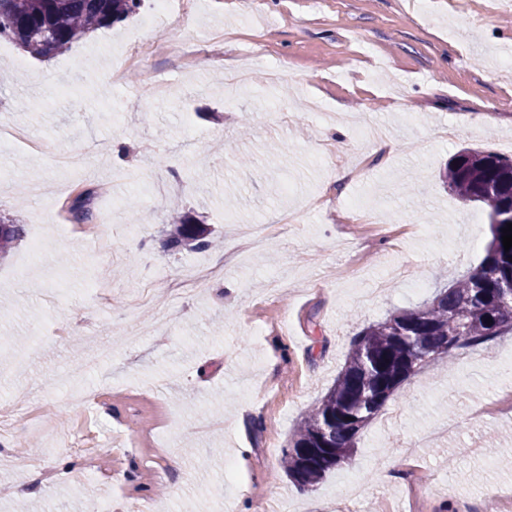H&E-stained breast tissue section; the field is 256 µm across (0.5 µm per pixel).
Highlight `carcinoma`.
Returning a JSON list of instances; mask_svg holds the SVG:
<instances>
[{"label":"carcinoma","instance_id":"cac0c4a2","mask_svg":"<svg viewBox=\"0 0 512 512\" xmlns=\"http://www.w3.org/2000/svg\"><path fill=\"white\" fill-rule=\"evenodd\" d=\"M142 0H0V35L26 52L62 53L90 32L136 13ZM448 188L488 211L491 241L476 269L423 305L393 312L363 328L352 340L333 387L292 435L280 467L299 488L309 489L331 470L349 463L356 440L387 400L427 363L454 355L464 345L512 333V249L502 228L512 223V157L465 148L444 173ZM23 228L0 216V256ZM170 242L211 249L209 229L185 212L172 217Z\"/></svg>","mask_w":512,"mask_h":512}]
</instances>
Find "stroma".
I'll list each match as a JSON object with an SVG mask.
<instances>
[{
  "label": "stroma",
  "mask_w": 512,
  "mask_h": 512,
  "mask_svg": "<svg viewBox=\"0 0 512 512\" xmlns=\"http://www.w3.org/2000/svg\"><path fill=\"white\" fill-rule=\"evenodd\" d=\"M470 0H194L165 34L147 30L144 4L126 21L91 32L50 57L16 45L0 54V126L23 128L41 150L0 151V215L31 227L47 204L111 183L113 196L140 199L136 213L90 199L94 223L112 227V246L92 255L71 227L50 231L38 266L18 275L29 239L0 259V401L51 406L71 432L95 420L103 447L89 461L56 446L51 427L23 422L0 433V512H87L105 497L150 500L155 512H330L349 480L357 512H384L408 495L455 504L489 485H512V416L491 413L512 386L500 367L512 335L459 349L452 367L432 362L387 401L398 422L370 424L349 465L295 498L278 465L295 429L333 385L350 342L388 311L416 308L484 256L490 224L478 203L443 179L464 147L512 155V100L502 51L512 46V7L477 15ZM235 31L214 64L188 65L174 39ZM137 36L140 62L111 79L118 47ZM247 57L248 87L229 93L225 62ZM285 65L278 83L267 71ZM286 106L278 116L273 106ZM378 122L390 151L357 138ZM93 144L82 163L56 168L63 150ZM366 162L364 175L336 171ZM327 192L323 210L241 263L227 262L237 228L274 224L304 197ZM362 200L383 224L423 227L419 236L366 250L346 209ZM210 225L221 248L169 244L172 209ZM142 227L128 239L123 225ZM224 276L200 299L174 303L168 285L204 260ZM279 279L275 306H262ZM425 282L414 291L411 281ZM107 286V306L93 298ZM151 307L127 308L144 282ZM233 292H225V282ZM84 319L93 330L70 334ZM247 449L241 472L226 461ZM110 469L111 483L97 468ZM416 472V485L384 470Z\"/></svg>",
  "instance_id": "1"
}]
</instances>
